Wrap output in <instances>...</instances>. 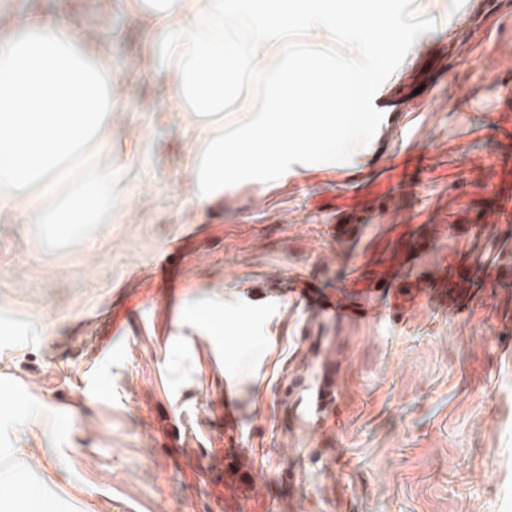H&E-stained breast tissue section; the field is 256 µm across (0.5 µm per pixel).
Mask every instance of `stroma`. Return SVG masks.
Returning a JSON list of instances; mask_svg holds the SVG:
<instances>
[{
    "mask_svg": "<svg viewBox=\"0 0 512 512\" xmlns=\"http://www.w3.org/2000/svg\"><path fill=\"white\" fill-rule=\"evenodd\" d=\"M404 58L368 76L391 107L353 132L363 164H315L190 202L183 119L163 112L138 20L116 32L112 181L125 219L52 235L0 213V488L37 512H512V0H387ZM498 251L495 274L476 265ZM384 290L379 319L288 298ZM443 286L456 314L415 302ZM407 301L387 316L390 296ZM224 334L179 344L185 306ZM236 360L227 380L218 357ZM333 376L324 428L291 424Z\"/></svg>",
    "mask_w": 512,
    "mask_h": 512,
    "instance_id": "1",
    "label": "stroma"
}]
</instances>
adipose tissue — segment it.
Here are the masks:
<instances>
[{
  "instance_id": "ef3b65f1",
  "label": "adipose tissue",
  "mask_w": 512,
  "mask_h": 512,
  "mask_svg": "<svg viewBox=\"0 0 512 512\" xmlns=\"http://www.w3.org/2000/svg\"><path fill=\"white\" fill-rule=\"evenodd\" d=\"M144 24V51L170 82L163 109L182 116L195 145L188 157L192 205L225 188L264 185L303 159L351 158L345 101L359 70L386 66L375 30L397 35L404 19L381 0H122ZM347 38L340 67L323 71V49L288 50L292 30ZM269 65L271 100L244 83L254 49ZM111 37H84L47 11L12 12L0 22V212L72 230L112 215L111 166L97 148L119 111ZM241 113L225 125L218 112Z\"/></svg>"
}]
</instances>
